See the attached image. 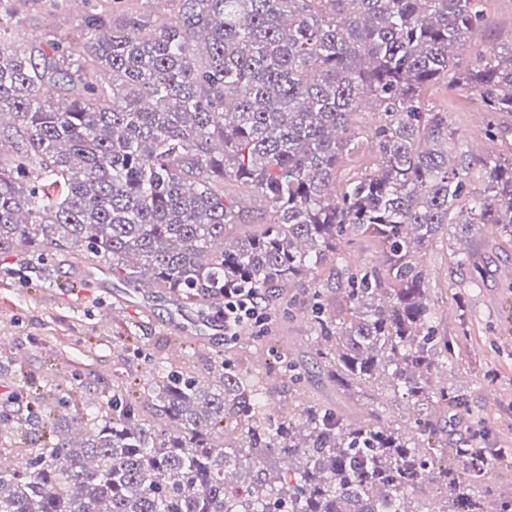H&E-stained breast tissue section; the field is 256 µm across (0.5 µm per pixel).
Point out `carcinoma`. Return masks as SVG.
Here are the masks:
<instances>
[{
	"label": "carcinoma",
	"mask_w": 512,
	"mask_h": 512,
	"mask_svg": "<svg viewBox=\"0 0 512 512\" xmlns=\"http://www.w3.org/2000/svg\"><path fill=\"white\" fill-rule=\"evenodd\" d=\"M23 1L0 0V255L17 254L22 279L81 243L182 308L253 288L273 313L310 310L336 393L461 405L433 384L451 345L422 252L450 227L512 234V154L455 144L427 93L472 91L488 136L512 135V41L459 57L486 0H154L172 7L162 23L83 0L77 32L18 49ZM364 237L382 263L353 268ZM327 264L334 283L314 277ZM157 371L152 413L128 390L85 439L53 426L24 464L11 435L41 400L19 385L25 416L0 418V512H484L486 450L438 449L430 414L406 432L375 407L356 421L329 402L271 408V379L302 390L285 350L261 375L231 350L207 385ZM427 477L439 500L422 510L409 494Z\"/></svg>",
	"instance_id": "carcinoma-1"
}]
</instances>
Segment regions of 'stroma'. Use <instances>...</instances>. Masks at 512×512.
<instances>
[{"instance_id": "stroma-1", "label": "stroma", "mask_w": 512, "mask_h": 512, "mask_svg": "<svg viewBox=\"0 0 512 512\" xmlns=\"http://www.w3.org/2000/svg\"><path fill=\"white\" fill-rule=\"evenodd\" d=\"M83 14L79 0H56L51 7L35 0L20 16L16 44L27 48L46 34L76 30ZM510 40L512 0H487L485 25L464 47L462 61L488 56ZM428 99L447 111L451 129L468 150L488 143L476 96L438 84L430 88ZM466 251L484 271L480 286H473L469 271L458 264ZM422 265L437 331L453 343L452 357L439 375L465 402L464 412L448 413V445L458 447L476 423L486 447L512 448V236H490L479 225L464 244L447 234L423 254ZM127 290L108 262L89 259L80 250L47 267L42 281L0 282V336L10 339L8 346H0V414L16 416L19 405L11 395L24 376L39 385L52 384L60 397L79 380H97L96 391L88 396L92 410L104 391L127 375L134 378L144 402L153 403L156 365L163 358L174 370L188 366L199 380H206L211 365L224 356L222 305L207 309L205 319L214 330L193 351L190 335L169 324L168 294L155 288L142 293L138 302L117 303V296ZM283 326L297 357L308 365L306 397L332 401L352 418L370 410L368 396L352 404L325 386L312 364L313 331L306 313L296 312Z\"/></svg>"}]
</instances>
